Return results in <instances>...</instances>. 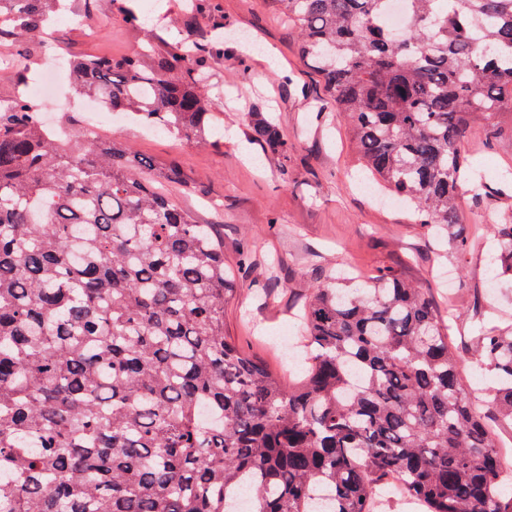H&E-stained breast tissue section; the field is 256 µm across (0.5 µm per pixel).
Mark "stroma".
I'll return each mask as SVG.
<instances>
[{
	"label": "stroma",
	"mask_w": 512,
	"mask_h": 512,
	"mask_svg": "<svg viewBox=\"0 0 512 512\" xmlns=\"http://www.w3.org/2000/svg\"><path fill=\"white\" fill-rule=\"evenodd\" d=\"M224 21V57L212 65L214 94L224 102V124L207 145L151 133L134 121L107 125L158 167L176 164L184 185L167 187L175 203L202 224L224 227V266L235 292L224 305V331L247 353L275 369L283 382L299 373L291 363L298 318L312 286L340 268L369 277L392 269L433 299L449 321L459 375L473 397L495 384L476 360L475 336L512 314V280L488 289L492 227L512 213V112L499 113L496 135H472L468 162L488 191L462 190L461 221L472 235L466 253L437 239L413 210L375 194L361 170L351 131L321 78L301 58L292 26L269 0H215ZM164 6L167 27L155 48L208 40L213 20L185 0H70L54 24L53 44L65 58L81 54L125 57L146 45L149 22L133 23L140 4ZM43 41L24 53L0 42V100L26 85L44 62ZM271 120L288 140L287 156L256 141L258 119ZM451 273V288L441 274Z\"/></svg>",
	"instance_id": "obj_1"
}]
</instances>
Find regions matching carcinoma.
Wrapping results in <instances>:
<instances>
[{"label": "carcinoma", "mask_w": 512, "mask_h": 512, "mask_svg": "<svg viewBox=\"0 0 512 512\" xmlns=\"http://www.w3.org/2000/svg\"><path fill=\"white\" fill-rule=\"evenodd\" d=\"M60 0H0V38L47 32ZM272 0L336 100L377 190L466 247L464 139L512 112V0ZM194 43L71 62L112 113L195 143L221 121ZM20 91L0 101V512H373L396 478L428 512H512V325L476 337L497 387L472 400L433 301L399 274L315 285L299 381L224 333V225L117 134L58 141ZM255 136L282 153L269 123ZM512 277V219L494 225ZM385 22L387 27L394 32H406L410 27V17L407 1H390Z\"/></svg>", "instance_id": "cac0c4a2"}]
</instances>
